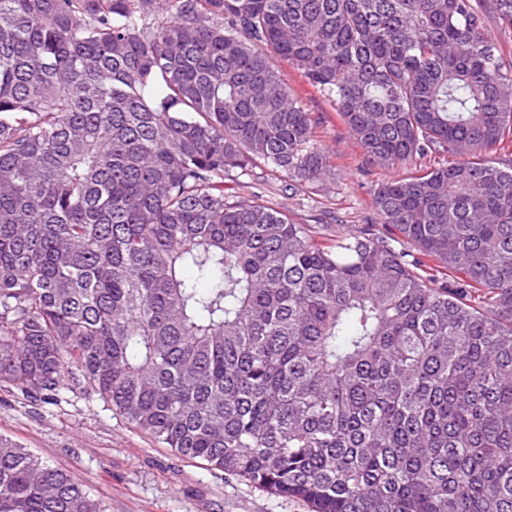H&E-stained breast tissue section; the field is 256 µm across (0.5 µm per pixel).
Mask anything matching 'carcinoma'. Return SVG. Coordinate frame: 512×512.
<instances>
[{"instance_id": "cac0c4a2", "label": "carcinoma", "mask_w": 512, "mask_h": 512, "mask_svg": "<svg viewBox=\"0 0 512 512\" xmlns=\"http://www.w3.org/2000/svg\"><path fill=\"white\" fill-rule=\"evenodd\" d=\"M512 0H0V385L66 382L310 512H512ZM329 96L387 235L319 241L224 179L329 177ZM205 282L208 287L201 288ZM0 512H106L0 436Z\"/></svg>"}]
</instances>
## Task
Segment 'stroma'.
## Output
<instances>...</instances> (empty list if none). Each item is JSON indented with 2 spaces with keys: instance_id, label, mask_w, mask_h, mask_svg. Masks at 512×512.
Segmentation results:
<instances>
[{
  "instance_id": "stroma-1",
  "label": "stroma",
  "mask_w": 512,
  "mask_h": 512,
  "mask_svg": "<svg viewBox=\"0 0 512 512\" xmlns=\"http://www.w3.org/2000/svg\"><path fill=\"white\" fill-rule=\"evenodd\" d=\"M281 71L308 109L323 114L317 135L334 173L294 193L278 174L256 167L229 182V190L243 197L264 191L277 209L295 223L310 225L322 240L347 231H381L372 207L374 192L381 181L403 175V168L363 167L362 149L327 98L292 67ZM0 435L86 485L107 512H308L299 500L267 495L164 448L98 397L77 389L36 405L0 387Z\"/></svg>"
}]
</instances>
